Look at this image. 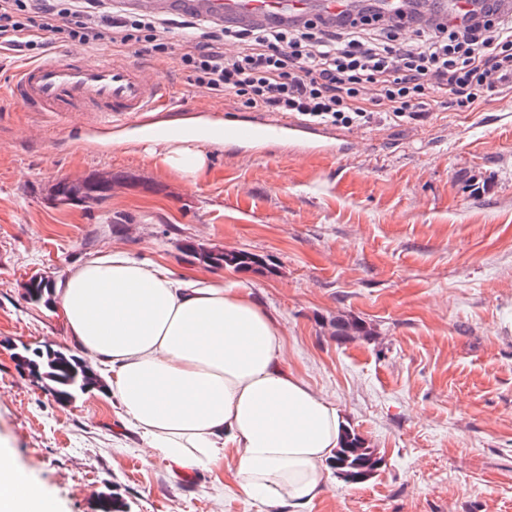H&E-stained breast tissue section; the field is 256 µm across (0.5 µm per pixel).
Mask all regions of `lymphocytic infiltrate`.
<instances>
[{"label": "lymphocytic infiltrate", "instance_id": "1", "mask_svg": "<svg viewBox=\"0 0 512 512\" xmlns=\"http://www.w3.org/2000/svg\"><path fill=\"white\" fill-rule=\"evenodd\" d=\"M503 0L435 13L403 6L302 15L288 23L122 12L112 0H0V49L42 58L51 41L81 49L106 40L152 60L177 59L195 92L232 96L255 112L366 129L442 108H469L512 82V9ZM185 31L181 44L169 30ZM238 45L227 54L225 41Z\"/></svg>", "mask_w": 512, "mask_h": 512}]
</instances>
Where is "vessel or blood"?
<instances>
[{"label": "vessel or blood", "instance_id": "1", "mask_svg": "<svg viewBox=\"0 0 512 512\" xmlns=\"http://www.w3.org/2000/svg\"><path fill=\"white\" fill-rule=\"evenodd\" d=\"M143 12L170 9L241 20L285 19L305 12V0H130ZM21 101L34 112L70 114L102 112L123 120L160 109L167 97L165 85L139 63L119 62L108 56L90 59L68 50L25 66L15 87ZM336 134L294 119L253 115L225 127L224 143L255 150L274 143L296 142L326 154Z\"/></svg>", "mask_w": 512, "mask_h": 512}]
</instances>
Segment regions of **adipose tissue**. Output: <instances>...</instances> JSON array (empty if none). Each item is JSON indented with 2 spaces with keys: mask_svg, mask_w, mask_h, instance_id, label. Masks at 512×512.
<instances>
[{
  "mask_svg": "<svg viewBox=\"0 0 512 512\" xmlns=\"http://www.w3.org/2000/svg\"><path fill=\"white\" fill-rule=\"evenodd\" d=\"M210 144L161 137L148 151L196 180ZM55 297L72 347L107 373L121 420L175 474L226 473L221 492L265 512H305L327 490L345 421L289 367L274 317L248 289L116 250L71 270ZM54 508L0 449V512Z\"/></svg>",
  "mask_w": 512,
  "mask_h": 512,
  "instance_id": "adipose-tissue-1",
  "label": "adipose tissue"
}]
</instances>
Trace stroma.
I'll return each mask as SVG.
<instances>
[{
    "label": "stroma",
    "instance_id": "1",
    "mask_svg": "<svg viewBox=\"0 0 512 512\" xmlns=\"http://www.w3.org/2000/svg\"><path fill=\"white\" fill-rule=\"evenodd\" d=\"M0 52V444L56 501L97 512H259L182 477L123 425L111 391L68 406L19 368L15 347L66 346L57 309L28 281H60L119 249L249 289L276 319L293 370L334 400L383 457L365 483L335 479L306 512H512V91L468 109L352 131L339 158L284 145L209 148L190 182L160 167L143 123L198 108L214 125L249 112L193 92L176 60L152 63L167 108L113 125L96 112H30L8 91L22 67ZM112 176V194L58 204V178ZM247 250L258 273L215 269L179 243ZM356 317L370 338L336 335Z\"/></svg>",
    "mask_w": 512,
    "mask_h": 512
}]
</instances>
